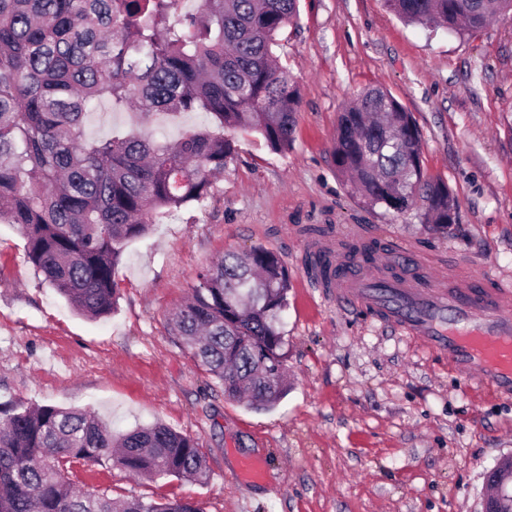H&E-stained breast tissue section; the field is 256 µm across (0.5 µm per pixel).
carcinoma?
Wrapping results in <instances>:
<instances>
[{"mask_svg":"<svg viewBox=\"0 0 512 512\" xmlns=\"http://www.w3.org/2000/svg\"><path fill=\"white\" fill-rule=\"evenodd\" d=\"M406 21L477 32L512 18V0H386ZM177 0H0V221L15 225L29 261L77 312L116 308L115 267L125 245L171 212L205 199L232 159L224 131L259 134L285 152L299 88L272 50L298 0H202L203 18L172 19ZM140 113L210 114L214 129L158 143L129 133L84 136L100 100ZM393 129L409 139L387 145ZM420 134L388 92L368 87L340 113L338 174L364 203L401 214L417 197L424 223L448 229V186L424 179ZM323 279L336 263L311 260ZM288 270L272 251H228L207 266L170 314L183 345L230 399L256 409L287 392L281 315ZM112 462L137 477L204 482L195 439L163 424L119 435L90 411L0 404V512H203L189 501L113 498L78 490L77 465Z\"/></svg>","mask_w":512,"mask_h":512,"instance_id":"1","label":"carcinoma"}]
</instances>
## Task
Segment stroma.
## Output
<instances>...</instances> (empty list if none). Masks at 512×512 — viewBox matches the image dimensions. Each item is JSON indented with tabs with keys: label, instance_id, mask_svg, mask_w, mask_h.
I'll return each instance as SVG.
<instances>
[{
	"label": "stroma",
	"instance_id": "stroma-1",
	"mask_svg": "<svg viewBox=\"0 0 512 512\" xmlns=\"http://www.w3.org/2000/svg\"><path fill=\"white\" fill-rule=\"evenodd\" d=\"M274 51L301 94L290 149L234 132L207 198L125 248L107 319L72 311L35 272L18 228L0 223V403L86 409L116 434L160 422L196 439L209 470L201 484L77 468L89 492L195 501L204 512H480L487 471L512 456V401L461 387L446 359L323 297L302 259L307 226L332 225L335 243L360 226L379 265L409 244L450 286L482 265L512 277V21L457 35L405 24L384 0H299ZM368 86L416 121L425 177L457 201L446 232L426 228L424 204L372 209L338 176V118ZM210 125L199 110L145 117L104 103L84 133L170 142ZM253 247L278 254L290 279L288 393L269 409L228 399L168 324L203 268ZM249 457L266 459L265 481L239 478Z\"/></svg>",
	"mask_w": 512,
	"mask_h": 512
}]
</instances>
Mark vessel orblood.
<instances>
[{"mask_svg":"<svg viewBox=\"0 0 512 512\" xmlns=\"http://www.w3.org/2000/svg\"><path fill=\"white\" fill-rule=\"evenodd\" d=\"M327 286L337 299L376 312L423 348L444 358L461 385L512 399V279L483 273L455 288L433 273L397 281L370 267Z\"/></svg>","mask_w":512,"mask_h":512,"instance_id":"b4317fda","label":"vessel or blood"}]
</instances>
